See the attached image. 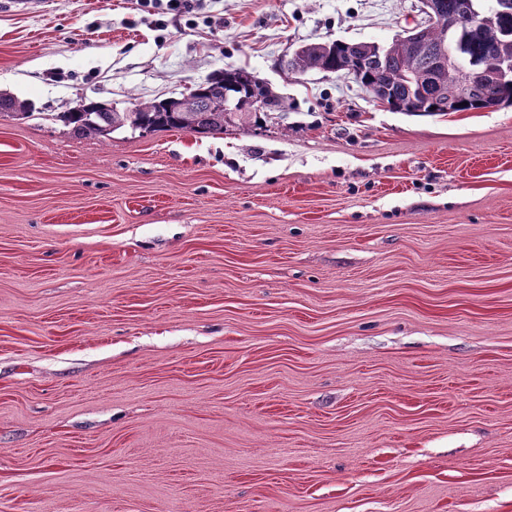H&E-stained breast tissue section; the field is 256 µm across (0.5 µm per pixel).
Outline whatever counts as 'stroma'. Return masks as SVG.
<instances>
[{"label":"stroma","instance_id":"obj_1","mask_svg":"<svg viewBox=\"0 0 512 512\" xmlns=\"http://www.w3.org/2000/svg\"><path fill=\"white\" fill-rule=\"evenodd\" d=\"M420 0H0V512H512V106L414 117L304 45ZM241 69L261 129L106 137Z\"/></svg>","mask_w":512,"mask_h":512}]
</instances>
